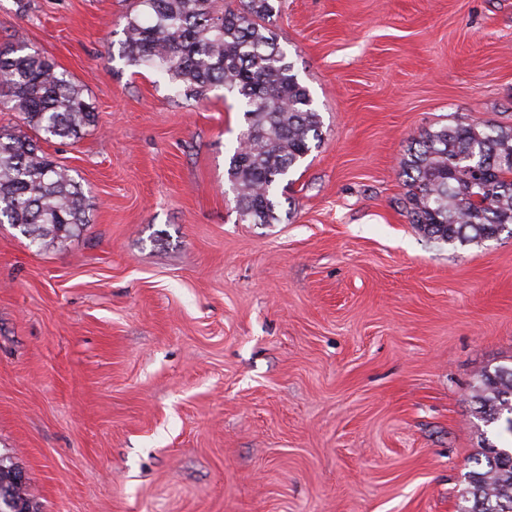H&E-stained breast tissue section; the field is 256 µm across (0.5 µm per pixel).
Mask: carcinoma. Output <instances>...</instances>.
<instances>
[{
    "mask_svg": "<svg viewBox=\"0 0 512 512\" xmlns=\"http://www.w3.org/2000/svg\"><path fill=\"white\" fill-rule=\"evenodd\" d=\"M276 0H135L125 15L123 57L163 74L177 93L201 98L213 88L235 94L246 127L230 162L236 208L251 224H278L276 183L321 138L320 115L298 79L271 19ZM19 113L31 136L0 131V224L38 246H62L86 224L71 170L39 141L77 139L94 108L41 51L0 44V112ZM409 223L448 243L512 234V127L458 120L413 139L399 162ZM475 398L488 424L512 434V365L481 372ZM483 470L468 474L461 512H512V448H491ZM0 462V496L26 498Z\"/></svg>",
    "mask_w": 512,
    "mask_h": 512,
    "instance_id": "cac0c4a2",
    "label": "carcinoma"
}]
</instances>
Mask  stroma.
I'll list each match as a JSON object with an SVG mask.
<instances>
[{"mask_svg": "<svg viewBox=\"0 0 512 512\" xmlns=\"http://www.w3.org/2000/svg\"><path fill=\"white\" fill-rule=\"evenodd\" d=\"M132 0H0L96 122L43 150L89 222L61 248L0 224V459L40 512H458L485 446L481 371L512 362V235L425 236L412 139L512 127V0H281L322 120L243 222L238 98L177 97L120 54Z\"/></svg>", "mask_w": 512, "mask_h": 512, "instance_id": "1", "label": "stroma"}]
</instances>
